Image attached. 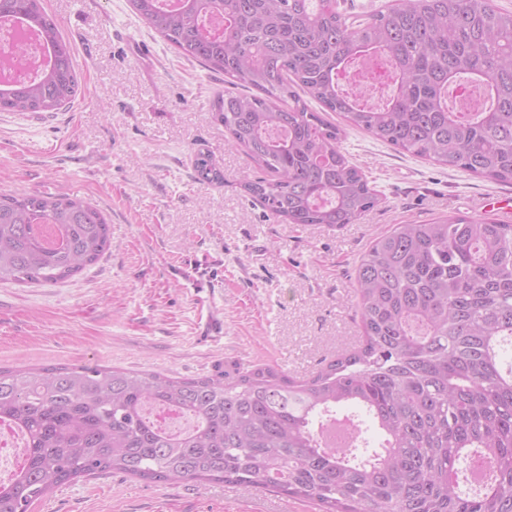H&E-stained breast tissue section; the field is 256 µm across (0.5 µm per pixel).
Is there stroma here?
Here are the masks:
<instances>
[{
	"instance_id": "1",
	"label": "stroma",
	"mask_w": 512,
	"mask_h": 512,
	"mask_svg": "<svg viewBox=\"0 0 512 512\" xmlns=\"http://www.w3.org/2000/svg\"><path fill=\"white\" fill-rule=\"evenodd\" d=\"M82 73L73 104L0 112V192L91 202L112 251L48 286L0 284V367H118L192 378L267 364L306 378L360 337L355 269L396 224L486 217L495 183L395 151L347 128L342 142L381 201L336 231L276 218L244 193L258 168L224 144L210 103L224 78L187 60L129 0H42ZM224 168L193 177L197 149ZM316 512L229 483H158L108 473L63 484L31 512Z\"/></svg>"
}]
</instances>
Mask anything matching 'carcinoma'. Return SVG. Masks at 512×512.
<instances>
[{"label":"carcinoma","mask_w":512,"mask_h":512,"mask_svg":"<svg viewBox=\"0 0 512 512\" xmlns=\"http://www.w3.org/2000/svg\"><path fill=\"white\" fill-rule=\"evenodd\" d=\"M180 55L245 93H218L212 119L263 176L250 197L293 224L342 227L379 203L341 148L345 127L401 153L512 184V12L494 0H393L362 18L337 0H130ZM39 34L34 78L0 85V112H60L81 72L41 0H0V24ZM379 57L390 95L367 107L342 80ZM479 86L480 112L448 105ZM322 111H313L307 99ZM333 112L345 127L325 117ZM195 178L224 185L214 156ZM50 224L48 247L36 226ZM112 232L92 204L64 193L0 192V284H55L98 263ZM361 336L306 379L266 365L174 378L116 367L0 369V420L27 438L0 512L79 478L119 472L154 482L269 489L319 512H512V224L450 216L397 224L356 269ZM188 415L172 432L147 416ZM380 435L370 446L363 426ZM482 475L462 492L468 472Z\"/></svg>","instance_id":"1"}]
</instances>
